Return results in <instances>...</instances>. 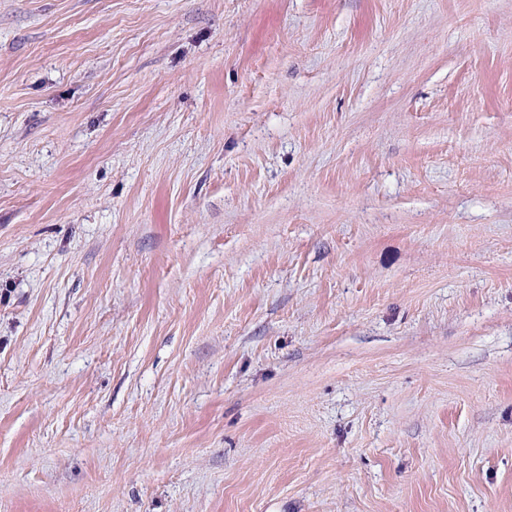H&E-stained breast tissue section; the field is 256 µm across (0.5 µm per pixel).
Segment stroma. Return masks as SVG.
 I'll return each mask as SVG.
<instances>
[{"label": "stroma", "mask_w": 512, "mask_h": 512, "mask_svg": "<svg viewBox=\"0 0 512 512\" xmlns=\"http://www.w3.org/2000/svg\"><path fill=\"white\" fill-rule=\"evenodd\" d=\"M0 512H512V0H0Z\"/></svg>", "instance_id": "stroma-1"}]
</instances>
